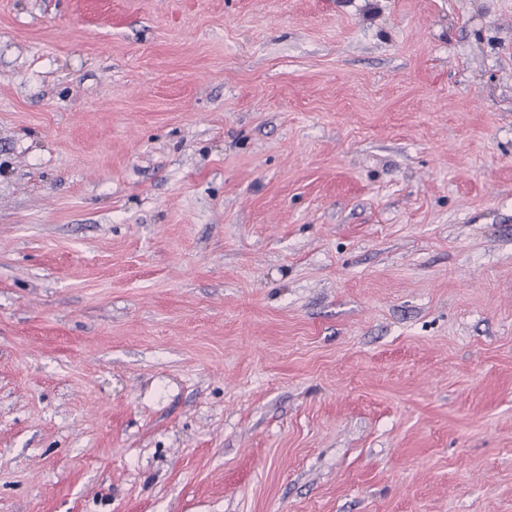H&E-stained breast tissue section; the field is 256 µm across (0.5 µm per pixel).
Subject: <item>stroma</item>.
<instances>
[{
  "instance_id": "1",
  "label": "stroma",
  "mask_w": 512,
  "mask_h": 512,
  "mask_svg": "<svg viewBox=\"0 0 512 512\" xmlns=\"http://www.w3.org/2000/svg\"><path fill=\"white\" fill-rule=\"evenodd\" d=\"M0 512H512V0H0Z\"/></svg>"
}]
</instances>
